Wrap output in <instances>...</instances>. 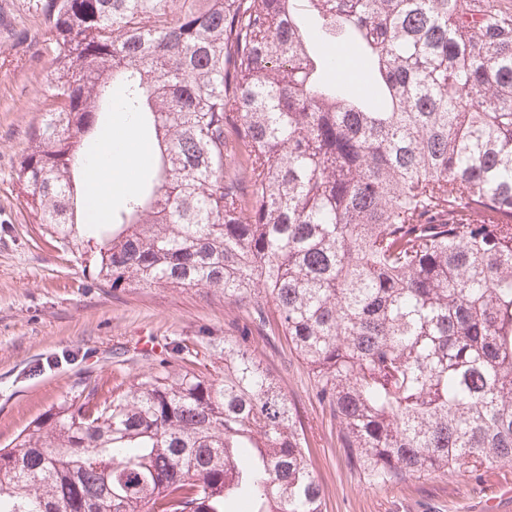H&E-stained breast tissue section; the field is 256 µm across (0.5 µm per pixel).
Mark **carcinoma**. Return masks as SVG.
Masks as SVG:
<instances>
[{
  "label": "carcinoma",
  "instance_id": "carcinoma-1",
  "mask_svg": "<svg viewBox=\"0 0 512 512\" xmlns=\"http://www.w3.org/2000/svg\"><path fill=\"white\" fill-rule=\"evenodd\" d=\"M47 108L33 220L119 288L278 309L375 484L512 462V6L505 0H35ZM354 50L357 96L334 54ZM154 144L111 223L103 116ZM279 381L159 369L64 398L0 449V512H323ZM118 165L119 164L113 162L112 170H108L103 175V177L98 181L97 195L99 196V199L102 203V205L99 207L101 209L100 213L103 214L105 212L104 216L98 221V224L110 223V211L112 208V201L113 204L117 203L120 195L126 191L125 188L119 187L112 195V173H114ZM111 198L112 200L110 201Z\"/></svg>",
  "mask_w": 512,
  "mask_h": 512
}]
</instances>
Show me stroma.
<instances>
[{"instance_id": "1", "label": "stroma", "mask_w": 512, "mask_h": 512, "mask_svg": "<svg viewBox=\"0 0 512 512\" xmlns=\"http://www.w3.org/2000/svg\"><path fill=\"white\" fill-rule=\"evenodd\" d=\"M46 38L31 0H0V447L90 381L144 376L163 359L217 377L224 339L237 336L296 408L325 512H484L512 498V463L374 486L349 461L274 305L258 327L243 305L206 288L113 289L78 253L46 238L17 182L28 135L44 114Z\"/></svg>"}]
</instances>
